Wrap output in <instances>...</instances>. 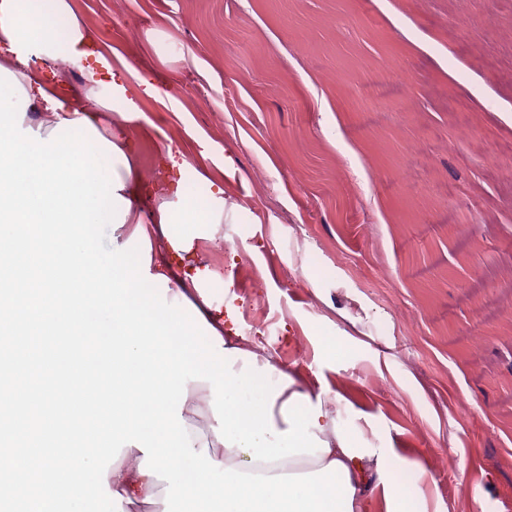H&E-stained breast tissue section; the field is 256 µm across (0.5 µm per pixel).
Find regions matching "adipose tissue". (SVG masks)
<instances>
[{"label": "adipose tissue", "mask_w": 512, "mask_h": 512, "mask_svg": "<svg viewBox=\"0 0 512 512\" xmlns=\"http://www.w3.org/2000/svg\"><path fill=\"white\" fill-rule=\"evenodd\" d=\"M35 54L79 67L83 93L60 98L30 67ZM117 77L71 0H0V166L9 170L0 178V222L99 224L112 239L104 254L95 239L72 246L59 235L14 251L20 262L53 258L72 278L110 280L112 334L93 369L66 362L53 372L39 442L21 447L23 424H0V458L10 464L0 499L15 512H29L33 500L42 512H84L92 497L154 512L163 472L167 493L192 496L206 512H412L396 486H385L380 508L365 491L367 468L384 477L409 470L410 460L358 447L327 411L329 389H305L225 337L214 296L228 284L190 263L195 241L214 239L224 219L223 186L192 180L190 163L163 152L160 164L175 165L171 197L148 219L133 218L130 197L145 183L131 164L133 142L123 127L102 126L118 106L100 88ZM37 101L51 127L27 124ZM158 234L168 248L162 262L151 254ZM56 303L42 287L18 292L0 303V316L19 317L23 337L41 336L46 328L30 310ZM197 416L209 419L208 430ZM173 459L184 469H168Z\"/></svg>", "instance_id": "ef3b65f1"}]
</instances>
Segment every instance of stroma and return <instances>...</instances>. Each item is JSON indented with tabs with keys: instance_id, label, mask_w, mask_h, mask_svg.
<instances>
[{
	"instance_id": "obj_1",
	"label": "stroma",
	"mask_w": 512,
	"mask_h": 512,
	"mask_svg": "<svg viewBox=\"0 0 512 512\" xmlns=\"http://www.w3.org/2000/svg\"><path fill=\"white\" fill-rule=\"evenodd\" d=\"M156 88L125 124L224 184V329L343 395L427 512H512V0H73Z\"/></svg>"
}]
</instances>
